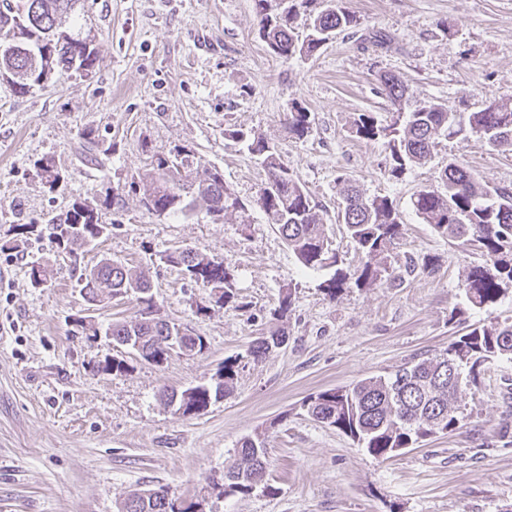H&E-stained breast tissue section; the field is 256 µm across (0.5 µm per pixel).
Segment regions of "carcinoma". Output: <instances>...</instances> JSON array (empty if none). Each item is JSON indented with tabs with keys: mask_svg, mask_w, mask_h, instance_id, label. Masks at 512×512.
Listing matches in <instances>:
<instances>
[{
	"mask_svg": "<svg viewBox=\"0 0 512 512\" xmlns=\"http://www.w3.org/2000/svg\"><path fill=\"white\" fill-rule=\"evenodd\" d=\"M79 0H0V76L12 77L16 92L24 94L30 86L25 73L39 69L37 78L47 81L54 74L72 70L88 71L95 61L87 40L61 27L62 18L75 10ZM271 0H255L260 16V31L270 51L288 60L296 55L314 57L334 37L356 30L360 18L339 0H326L316 9L317 0H288L275 12ZM305 19L306 35L299 39L298 20ZM382 90L394 106L390 123L382 125L371 112L357 114L352 123L355 135L366 141H383L389 154L385 174L399 180L412 168L431 158L437 140L475 136L497 151H512V94H503L484 108L465 112L442 103L411 104L409 87L395 74L380 75ZM288 134L303 139L311 132L310 116L302 109L288 114ZM248 149L262 159L267 179L259 190L260 207L285 240L288 248L307 269H334L326 280L329 295L355 286L369 288L382 281L387 272L386 255L403 234L393 201L387 196L364 195L346 175L337 178L341 207L338 223L345 236L361 255L354 269L342 267L339 254L330 247L325 225L305 186L278 160L274 147L261 135L250 138ZM143 204L158 216H189L198 209L219 221L229 212L245 210V204L224 183V173L216 167H202L183 175L179 163L156 155ZM411 204L424 223L441 236L464 245L475 246L485 262L469 268L461 288L468 300L482 308L497 302L502 292L512 288V189L491 188L478 174L454 161L440 172L437 184L413 194ZM46 223L57 230L55 242L69 253L90 245L107 225L100 222L97 209L75 204L65 216H52ZM166 261L183 267L189 280L202 290L206 284L219 287L209 294V303L196 305V313L207 315L213 307L222 308L237 300L231 274L224 262L191 248L166 256ZM78 282L92 300L102 289L112 296L137 295L149 311L153 307L151 285L146 274L111 258L91 268L79 269ZM180 325L161 318L141 317L117 322L107 329L112 342L130 345L147 361L160 364L174 351L172 336ZM285 331L259 339L250 349L255 360L281 345ZM512 358V324L476 326L451 344L440 356L419 358L388 376L362 380L352 387L332 388L304 402L315 420L343 432L375 458L388 459L426 437L456 430L459 425L458 394L465 371L493 359ZM236 365L224 362L215 385L189 387L166 395L176 414L205 410L223 394L235 379ZM268 451L265 436L257 433L245 438L235 465L224 473V496L246 497L254 492L253 477L265 478ZM169 496L166 489L130 494L121 512H192Z\"/></svg>",
	"mask_w": 512,
	"mask_h": 512,
	"instance_id": "1",
	"label": "carcinoma"
}]
</instances>
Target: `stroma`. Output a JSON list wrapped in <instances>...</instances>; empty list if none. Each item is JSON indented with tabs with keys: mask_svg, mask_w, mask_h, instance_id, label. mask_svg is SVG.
Here are the masks:
<instances>
[{
	"mask_svg": "<svg viewBox=\"0 0 512 512\" xmlns=\"http://www.w3.org/2000/svg\"><path fill=\"white\" fill-rule=\"evenodd\" d=\"M362 29L389 34L390 49L343 33L315 57L275 56L254 0H81L67 26L87 37L92 69L52 76L17 94L0 80V512H119L137 490L169 489L198 512H503L512 505V362L499 359L464 382L456 431L381 461L313 420L320 391L384 376L413 357L442 352L469 326L512 322V288L484 308L460 284L479 251L439 236L412 195L455 160L493 187L512 188V151L480 140L441 141L431 161L387 179L382 142L357 139L354 116L390 120L381 89L390 71L420 101L476 110L512 93V0H343ZM311 114L289 138L293 106ZM99 143L85 157L86 135ZM259 134L321 208L346 267L359 257L337 222L336 179L393 200L404 235L387 264L403 281L326 296L330 271L304 268L258 203L266 171L245 139ZM187 155L217 167L247 217L159 216L142 200L153 155ZM52 162L59 180L40 171ZM82 202L108 229L81 265L121 260L148 272L162 318L203 336L196 354L163 364L113 344L106 331L134 319V295L88 302L45 217ZM223 261L238 304L196 312L204 293L181 266L182 248ZM47 276L34 284L30 268ZM287 320L274 314L285 291ZM286 343L264 358L249 350L277 328ZM239 364L229 391L197 415L174 414L163 390L217 379ZM121 360L125 372L109 371ZM264 432L271 492L225 497L224 470L241 441Z\"/></svg>",
	"mask_w": 512,
	"mask_h": 512,
	"instance_id": "1",
	"label": "stroma"
}]
</instances>
